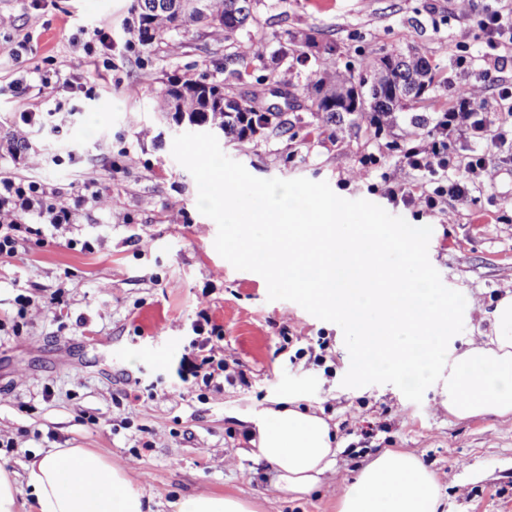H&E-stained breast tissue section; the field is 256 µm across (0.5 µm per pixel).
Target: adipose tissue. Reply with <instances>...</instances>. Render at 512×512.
I'll use <instances>...</instances> for the list:
<instances>
[{
    "label": "adipose tissue",
    "mask_w": 512,
    "mask_h": 512,
    "mask_svg": "<svg viewBox=\"0 0 512 512\" xmlns=\"http://www.w3.org/2000/svg\"><path fill=\"white\" fill-rule=\"evenodd\" d=\"M256 460L271 466L278 488L309 493L336 454L324 419L293 408L255 420ZM38 512H144L137 480L84 448L45 454L27 467ZM435 475L414 454L387 450L365 466L338 496L337 512H438Z\"/></svg>",
    "instance_id": "ef3b65f1"
}]
</instances>
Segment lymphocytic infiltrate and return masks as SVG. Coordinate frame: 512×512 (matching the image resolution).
Segmentation results:
<instances>
[{"instance_id": "f902f5d3", "label": "lymphocytic infiltrate", "mask_w": 512, "mask_h": 512, "mask_svg": "<svg viewBox=\"0 0 512 512\" xmlns=\"http://www.w3.org/2000/svg\"><path fill=\"white\" fill-rule=\"evenodd\" d=\"M464 20L482 37L481 62L487 82H495L494 72L505 53L512 51V0H466ZM478 93L475 85L460 79L452 86L451 100L443 110L413 116L412 121L425 129L426 141L407 148L401 167L413 171L414 179H391L388 198L396 205H411L424 200L431 212L443 211L448 201L473 203L483 189L480 180L485 165L484 151L470 150L455 156L453 144L474 138L500 152L512 155V126L497 123L490 113L473 108ZM101 192L95 181L83 183L72 201L53 200L45 184L18 176H0V212L11 213L9 223L0 224V258L15 257L20 243L42 237L45 226L74 223L77 211L99 201ZM34 212L44 227L22 223L21 215Z\"/></svg>"}]
</instances>
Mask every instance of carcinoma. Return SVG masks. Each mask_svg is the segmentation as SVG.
<instances>
[{
  "instance_id": "carcinoma-1",
  "label": "carcinoma",
  "mask_w": 512,
  "mask_h": 512,
  "mask_svg": "<svg viewBox=\"0 0 512 512\" xmlns=\"http://www.w3.org/2000/svg\"><path fill=\"white\" fill-rule=\"evenodd\" d=\"M259 0H133V33L136 47L148 55L164 45L177 53L182 42L176 37L204 29L213 37L230 41L238 32L256 21ZM314 38L291 40L280 45V55H297L304 62L312 57L318 63L314 77L287 93L294 108L321 112L329 123L363 113L380 112L393 116L404 112L433 85L435 73L430 62L417 53L396 51L383 54L359 71L336 67V48L327 43L316 51ZM256 84L271 86L278 92L284 82L275 69L261 67ZM154 109L169 115L176 124L208 127L224 136L244 140L273 124L280 112L258 104L257 95L236 96L225 91L224 81L205 73L192 78H171L157 91Z\"/></svg>"
}]
</instances>
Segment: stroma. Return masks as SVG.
Segmentation results:
<instances>
[{
	"label": "stroma",
	"instance_id": "obj_1",
	"mask_svg": "<svg viewBox=\"0 0 512 512\" xmlns=\"http://www.w3.org/2000/svg\"><path fill=\"white\" fill-rule=\"evenodd\" d=\"M133 0H0L14 18L0 30V173L14 165L4 146L20 113H42L30 129L22 175L47 184L60 202L94 180L100 203L75 223L0 258V463L25 478V467L54 448H85L131 470L151 512L206 490L254 504L257 512H337L338 488L386 450L417 454L441 487L440 512H512V417L458 419L441 405L440 384L414 403L391 384L342 386L350 356L336 324L290 301H268L262 276L235 269L214 247L217 225L197 209L192 175L172 155L174 131L154 110L170 76L215 71L227 54L252 57L304 83L314 62L278 52L280 42L314 30L336 47L338 67L368 56L412 49L436 66L435 83L413 107L448 103L460 46L477 54V31H465L461 0H261L257 23L233 41L189 36L181 54L146 56L126 48ZM103 30L110 47L86 52L81 30ZM22 47L15 59L11 49ZM57 73L54 88L13 81L32 71ZM137 93H130V85ZM260 93V92H259ZM282 124L255 136L220 138L222 151L262 179L324 181L338 196L365 199L412 224L429 225V260L443 284L466 298L464 350L491 328L496 300L512 290V160L486 153L476 205L449 202L431 214L386 196L401 147L419 130L397 115L383 132L369 118L327 124L321 114L285 108ZM380 157L364 171L361 157ZM91 241L93 251L71 249ZM62 303L48 307L53 292ZM30 296L24 317L15 298ZM224 329L219 343L230 381L222 388L182 381L183 356L200 309ZM245 371L248 381L234 375ZM296 399L331 427L341 450L311 493L275 486L274 471L251 455V422Z\"/></svg>",
	"mask_w": 512,
	"mask_h": 512
}]
</instances>
